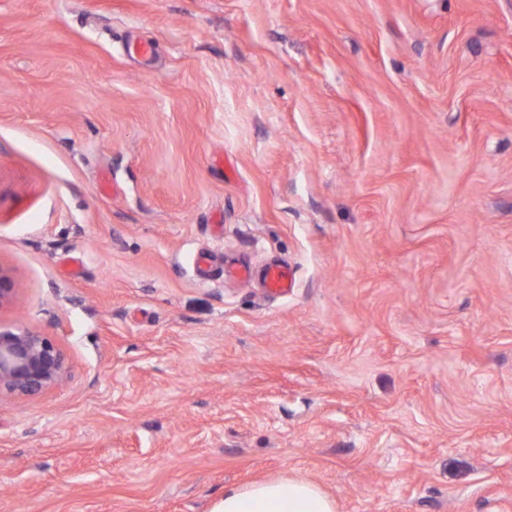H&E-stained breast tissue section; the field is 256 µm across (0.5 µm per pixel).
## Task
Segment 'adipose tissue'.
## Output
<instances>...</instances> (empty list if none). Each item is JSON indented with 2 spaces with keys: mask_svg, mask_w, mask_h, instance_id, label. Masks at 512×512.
Instances as JSON below:
<instances>
[{
  "mask_svg": "<svg viewBox=\"0 0 512 512\" xmlns=\"http://www.w3.org/2000/svg\"><path fill=\"white\" fill-rule=\"evenodd\" d=\"M212 512H337V506L313 482L280 478L225 489Z\"/></svg>",
  "mask_w": 512,
  "mask_h": 512,
  "instance_id": "ef3b65f1",
  "label": "adipose tissue"
}]
</instances>
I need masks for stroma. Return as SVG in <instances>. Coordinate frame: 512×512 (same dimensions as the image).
<instances>
[{"label":"stroma","instance_id":"obj_1","mask_svg":"<svg viewBox=\"0 0 512 512\" xmlns=\"http://www.w3.org/2000/svg\"><path fill=\"white\" fill-rule=\"evenodd\" d=\"M0 267V512H512V0H0ZM262 279L265 288L275 293L286 294L288 288L294 287L293 274L286 265H269L264 269ZM69 366L59 345L30 328L0 327V398H29L62 384ZM336 499L307 480L280 478L224 490L212 512H336Z\"/></svg>","mask_w":512,"mask_h":512}]
</instances>
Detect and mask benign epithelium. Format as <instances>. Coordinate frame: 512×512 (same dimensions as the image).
I'll return each instance as SVG.
<instances>
[{
    "instance_id": "benign-epithelium-1",
    "label": "benign epithelium",
    "mask_w": 512,
    "mask_h": 512,
    "mask_svg": "<svg viewBox=\"0 0 512 512\" xmlns=\"http://www.w3.org/2000/svg\"><path fill=\"white\" fill-rule=\"evenodd\" d=\"M15 292V282L0 267V305ZM69 366L59 345L30 328H0V395L29 398L62 384Z\"/></svg>"
}]
</instances>
